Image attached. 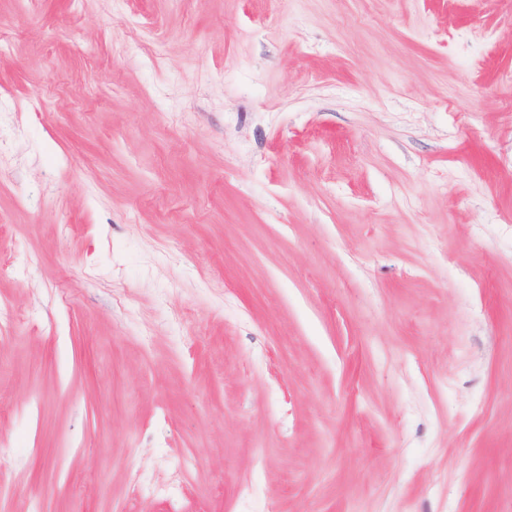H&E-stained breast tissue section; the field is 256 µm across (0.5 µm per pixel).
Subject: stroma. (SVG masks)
Masks as SVG:
<instances>
[{
    "mask_svg": "<svg viewBox=\"0 0 512 512\" xmlns=\"http://www.w3.org/2000/svg\"><path fill=\"white\" fill-rule=\"evenodd\" d=\"M0 512H512V0H0Z\"/></svg>",
    "mask_w": 512,
    "mask_h": 512,
    "instance_id": "stroma-1",
    "label": "stroma"
}]
</instances>
